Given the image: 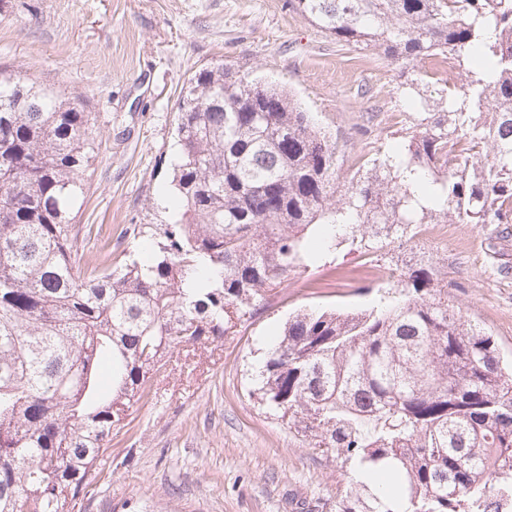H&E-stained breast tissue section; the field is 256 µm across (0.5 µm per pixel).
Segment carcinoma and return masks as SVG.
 <instances>
[{
	"label": "carcinoma",
	"mask_w": 512,
	"mask_h": 512,
	"mask_svg": "<svg viewBox=\"0 0 512 512\" xmlns=\"http://www.w3.org/2000/svg\"><path fill=\"white\" fill-rule=\"evenodd\" d=\"M293 6L399 68L419 122L343 184L338 145L286 90L205 66L178 101L176 219L152 260L116 269L74 224L95 116L0 72V512H73L164 358L223 339L324 252L413 224H512V0ZM393 288L380 310L288 318L252 395L367 468L336 512H512V375L494 340L429 267Z\"/></svg>",
	"instance_id": "1"
}]
</instances>
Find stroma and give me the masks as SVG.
Masks as SVG:
<instances>
[{"label": "stroma", "instance_id": "obj_1", "mask_svg": "<svg viewBox=\"0 0 512 512\" xmlns=\"http://www.w3.org/2000/svg\"><path fill=\"white\" fill-rule=\"evenodd\" d=\"M219 62L290 89L354 158L393 149L409 127L399 72L342 46L288 0H0V70L73 92L98 116L102 147L75 221L114 257L152 256L173 204L178 95ZM380 112L400 124L377 126ZM395 272L430 263L448 303L512 361V224H451L446 234L344 245L260 300L252 318L191 363L172 355L150 395L112 430L81 512H336L339 460L308 445L251 396L252 375L288 317L380 307L379 286L349 274L365 257Z\"/></svg>", "mask_w": 512, "mask_h": 512}]
</instances>
